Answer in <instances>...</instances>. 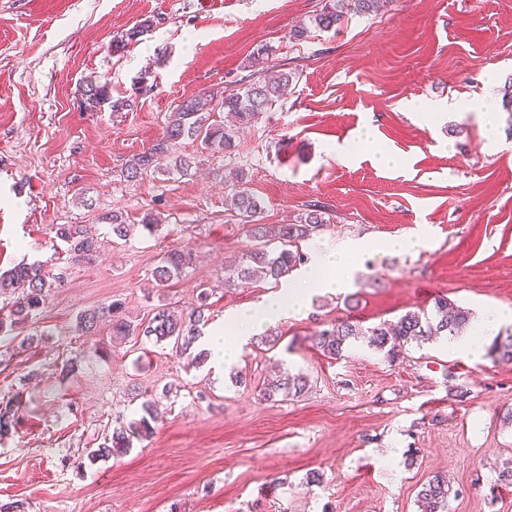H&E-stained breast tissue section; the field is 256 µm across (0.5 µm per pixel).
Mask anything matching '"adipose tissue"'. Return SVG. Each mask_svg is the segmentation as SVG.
<instances>
[{"label": "adipose tissue", "instance_id": "1", "mask_svg": "<svg viewBox=\"0 0 512 512\" xmlns=\"http://www.w3.org/2000/svg\"><path fill=\"white\" fill-rule=\"evenodd\" d=\"M366 247V241L355 240L319 253L298 278L283 281L277 292L263 296L249 308L229 313L223 329L209 336L207 350L215 360L231 363L250 336L301 313L314 295L351 287Z\"/></svg>", "mask_w": 512, "mask_h": 512}]
</instances>
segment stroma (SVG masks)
Listing matches in <instances>:
<instances>
[{
  "label": "stroma",
  "mask_w": 512,
  "mask_h": 512,
  "mask_svg": "<svg viewBox=\"0 0 512 512\" xmlns=\"http://www.w3.org/2000/svg\"><path fill=\"white\" fill-rule=\"evenodd\" d=\"M0 0V273L41 262L63 276L39 314L0 342V402L19 424L0 439V505L24 512H418V493L446 474L448 512H512V363L472 358L440 337L388 359L365 340L331 360L313 333L352 317L369 327L438 297L473 315L512 312V0H390L295 40L325 0ZM156 24L113 53L144 18ZM294 72L285 98L222 152L188 141L191 176L128 180L133 155L159 139L184 98L257 80L258 52ZM151 69L152 93L121 112L89 110L84 78L130 93ZM493 98L497 140L478 105ZM374 138L358 140L362 127ZM378 151L399 163L377 165ZM262 210L246 220L237 190ZM326 222L304 254L347 239L369 243L353 285L313 297L278 324V342L249 340L231 364L192 365L172 344L119 339L111 323L81 335L85 309L120 303L129 320L168 305L190 311L211 289L209 325L278 290L224 279L255 247L251 224H295L308 204ZM123 213L113 238L99 223ZM159 213L156 231L139 227ZM54 224H83L101 242L94 263L72 261ZM422 235L397 253L380 243ZM196 262L165 286L161 256ZM307 390L279 402L260 391L277 371ZM153 434L118 458L89 462L145 401Z\"/></svg>",
  "instance_id": "obj_1"
}]
</instances>
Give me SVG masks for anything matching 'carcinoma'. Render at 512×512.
<instances>
[{
  "label": "carcinoma",
  "instance_id": "cac0c4a2",
  "mask_svg": "<svg viewBox=\"0 0 512 512\" xmlns=\"http://www.w3.org/2000/svg\"><path fill=\"white\" fill-rule=\"evenodd\" d=\"M389 0H328L320 13L310 19V23L320 29H330L342 22L350 12L361 15L376 14L387 7ZM153 26V20L147 18L121 33L113 39L114 49L126 48L141 34ZM292 84V73L272 64L267 66L263 76L243 90L221 95V101L212 105L216 95L187 97L180 102L172 113L163 136L147 150L133 156L125 170L126 177L136 179L155 170L156 162L161 157L169 159L173 171L186 176L192 168L191 157L177 151V146L184 139L201 142L206 149L226 150L233 146L240 129L248 126L255 118L265 112L275 101L281 99ZM83 95L93 106L109 105L114 112H120L132 106L130 98L115 99L112 96L110 82L93 76L85 80ZM234 114L235 123L224 124L216 119L215 112ZM232 206L246 218L254 216L261 210L260 203L246 190H238L232 195ZM99 220L112 227V235L118 239L127 238L134 228L123 216L103 212ZM326 223L322 207L310 205L307 215L299 224H254V238L263 243L276 240L280 243L277 251H269L261 245L253 249L248 256V263L224 279V283L235 281L247 284L257 275L276 282L288 277L304 260L301 254V242L310 236V231L319 224ZM55 237L66 243L73 258L86 263L92 262L99 252L98 241L90 237L81 224H55L51 227ZM194 254L189 249H172L166 252L159 264L153 269L152 277L159 284H164L178 277L184 268L193 264ZM0 283L17 292L9 314V320L0 318V335L7 328L16 327L28 321L29 317L39 311L55 285L61 283V277L47 274L39 262L24 263L13 268ZM210 293L202 289L198 295V306L190 313L183 314L166 305L159 306L154 315L144 323H133L119 317L120 305L112 302L82 311L78 326L85 336L95 333L98 324L106 318H112V333L115 336H143L158 344L174 341L176 349L183 355L191 354L195 343L201 336V325L205 324V311L208 310ZM435 314L429 315L419 311H408L394 322L383 321L369 328H362L357 322L344 320L336 322L327 329L314 334L316 347L330 359L337 360L343 356L346 344L360 336L369 337V346L396 359L412 342H422L437 336H458L471 321L469 310L458 306L445 297H438L434 302ZM487 355L498 362H512V334L502 338L496 337L487 348ZM307 386L306 377L286 375L265 385L262 396L273 400L279 396L288 397L301 394ZM144 414L120 425L105 438L101 447L90 451V460L120 457L133 446V441L148 439L153 433L150 418L153 406L146 402L142 405ZM18 410L11 402L0 406V437L8 435L18 425ZM449 485L443 474L430 477L418 493L420 512H448Z\"/></svg>",
  "mask_w": 512,
  "mask_h": 512
}]
</instances>
